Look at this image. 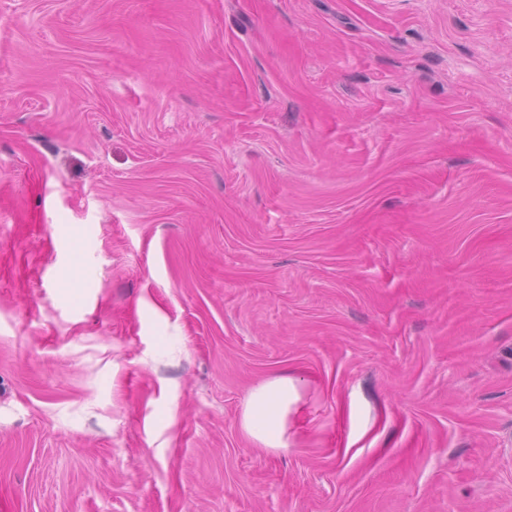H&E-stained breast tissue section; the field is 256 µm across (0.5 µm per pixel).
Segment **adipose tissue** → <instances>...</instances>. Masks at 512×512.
<instances>
[{"label":"adipose tissue","instance_id":"ef3b65f1","mask_svg":"<svg viewBox=\"0 0 512 512\" xmlns=\"http://www.w3.org/2000/svg\"><path fill=\"white\" fill-rule=\"evenodd\" d=\"M298 399L294 380L279 377L264 381L246 399L241 418L243 431L262 447H282L287 417Z\"/></svg>","mask_w":512,"mask_h":512}]
</instances>
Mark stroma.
I'll use <instances>...</instances> for the list:
<instances>
[{"label": "stroma", "instance_id": "35a3bbf8", "mask_svg": "<svg viewBox=\"0 0 512 512\" xmlns=\"http://www.w3.org/2000/svg\"><path fill=\"white\" fill-rule=\"evenodd\" d=\"M0 512H512V0H0ZM298 399L294 380L279 377L264 381L246 399L241 418L243 431L262 447H284L288 413Z\"/></svg>", "mask_w": 512, "mask_h": 512}]
</instances>
